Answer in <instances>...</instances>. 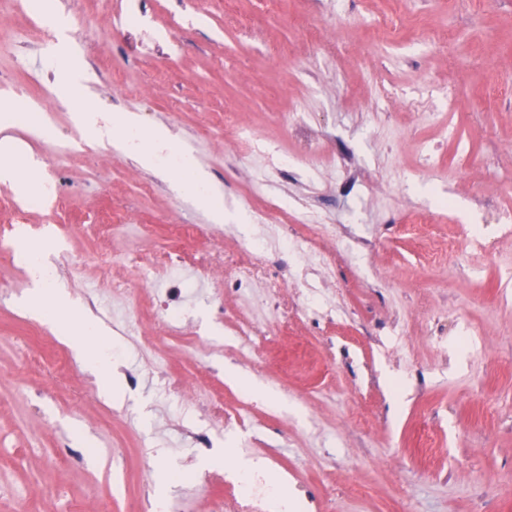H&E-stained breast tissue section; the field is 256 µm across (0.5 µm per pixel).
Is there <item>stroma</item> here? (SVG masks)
I'll use <instances>...</instances> for the list:
<instances>
[{
  "mask_svg": "<svg viewBox=\"0 0 512 512\" xmlns=\"http://www.w3.org/2000/svg\"><path fill=\"white\" fill-rule=\"evenodd\" d=\"M54 5L84 19L70 32L81 97L106 120L135 113L165 131L209 175L224 220L173 191L172 172L90 140L58 92L34 0H0V103L38 163L29 197L0 182V512H133L146 491L166 512H232L239 461L261 462L272 493L287 477L313 512H512V233L495 220L512 198V97L488 91L512 81V0ZM380 81L400 97L379 100ZM444 90L457 139L423 170V144L444 142L423 114L446 111ZM292 108L303 124L273 122ZM228 112L275 157L352 150L365 175L352 192L333 167L265 187L288 208L327 201L319 245L339 258L321 287L269 265L237 289L254 261L258 225L240 199L257 162ZM423 218L461 238L482 225L486 247L431 265L407 229ZM173 224L197 230L176 243ZM43 240L47 264L69 269L56 286L104 330L106 376L22 303L24 244ZM174 246L179 265L146 274ZM215 452L223 466L181 483Z\"/></svg>",
  "mask_w": 512,
  "mask_h": 512,
  "instance_id": "obj_1",
  "label": "stroma"
}]
</instances>
